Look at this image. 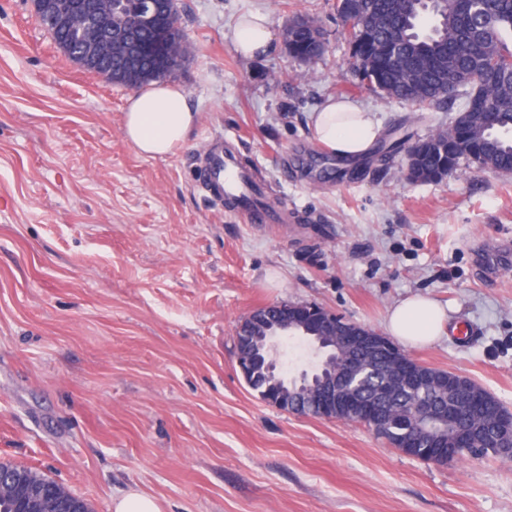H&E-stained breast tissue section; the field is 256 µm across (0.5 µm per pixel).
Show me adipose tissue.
<instances>
[{
	"label": "adipose tissue",
	"mask_w": 512,
	"mask_h": 512,
	"mask_svg": "<svg viewBox=\"0 0 512 512\" xmlns=\"http://www.w3.org/2000/svg\"><path fill=\"white\" fill-rule=\"evenodd\" d=\"M235 50L256 57L274 47L269 18L261 11L239 16L235 25ZM198 121V114L184 92L170 85L155 86L134 97L124 116L125 139L147 157L174 153L186 141ZM312 138L341 158L364 156L381 133L375 114L348 99L329 100L310 117ZM447 313L425 297H407L389 311L386 329L391 336L410 346L425 345L442 336Z\"/></svg>",
	"instance_id": "1"
}]
</instances>
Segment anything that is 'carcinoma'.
I'll return each instance as SVG.
<instances>
[{"label":"carcinoma","instance_id":"obj_1","mask_svg":"<svg viewBox=\"0 0 512 512\" xmlns=\"http://www.w3.org/2000/svg\"><path fill=\"white\" fill-rule=\"evenodd\" d=\"M473 0H456L443 12L437 3L425 0H336V12L347 28L350 46L359 43L384 46L408 29L397 54L352 61L358 83L389 98L407 101L420 109H433L466 92L465 107L474 112L473 123L482 139L475 152L466 142L448 150L445 130L428 137L425 147L411 158V169L418 177L443 179L456 171L462 160L481 169L512 173V0H488L485 21L476 15ZM42 25L54 42H72L71 28L64 23L44 21ZM289 27L298 29V38L284 37V46L293 57L311 63L322 51L324 31L313 21L297 16ZM184 29L179 22L177 4L157 10L152 21L137 30L140 60L127 73L136 87L174 75L181 69L178 60H187L189 44L175 50L173 41ZM362 360L356 379V391L370 408L369 422L396 447L408 438L416 441L413 455L437 465L450 458L433 456L439 427L426 417L416 418L413 407L421 390L401 389L385 395L381 389L389 377L391 364L401 360L415 364L412 358L394 350V358L356 353ZM473 416L460 407L451 416L446 443L458 449L461 457L468 450L460 448V431L468 428ZM494 427L485 428L475 439V456H502L493 445Z\"/></svg>","mask_w":512,"mask_h":512}]
</instances>
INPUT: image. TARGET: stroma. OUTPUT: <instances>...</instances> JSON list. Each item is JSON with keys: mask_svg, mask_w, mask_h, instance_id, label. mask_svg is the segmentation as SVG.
Masks as SVG:
<instances>
[{"mask_svg": "<svg viewBox=\"0 0 512 512\" xmlns=\"http://www.w3.org/2000/svg\"><path fill=\"white\" fill-rule=\"evenodd\" d=\"M193 52L171 82L200 120L163 158L123 136L134 90L69 59L28 0H0V462L40 470L93 512L137 491L162 512H512V459L437 466L360 424L283 411L236 364L257 307L312 304L385 332L388 309L440 303L443 336L402 353L470 377L512 411V174L461 162L433 182L406 154L342 160L309 116L331 98L419 140L424 112L358 87L336 0H178ZM297 16L325 33L313 63L284 46L245 59L234 24ZM228 133L280 224H249L197 191L192 159ZM510 256V242L501 244H488L481 251V265L488 272L490 278H495L498 268Z\"/></svg>", "mask_w": 512, "mask_h": 512, "instance_id": "1", "label": "stroma"}]
</instances>
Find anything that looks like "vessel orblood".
<instances>
[{"instance_id":"1","label":"vessel or blood","mask_w":512,"mask_h":512,"mask_svg":"<svg viewBox=\"0 0 512 512\" xmlns=\"http://www.w3.org/2000/svg\"><path fill=\"white\" fill-rule=\"evenodd\" d=\"M202 177L198 190L207 197L229 203L251 224H277L282 220L279 207L264 203L261 188L253 174L241 168L234 152L224 143L223 134H216L201 162ZM512 255V245L490 244L481 251V264L489 277H496L503 261Z\"/></svg>"}]
</instances>
